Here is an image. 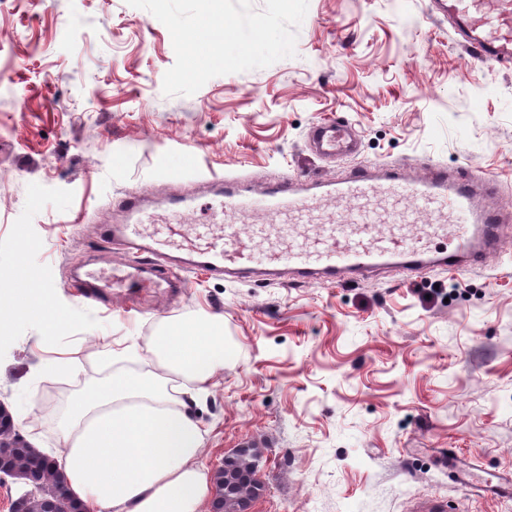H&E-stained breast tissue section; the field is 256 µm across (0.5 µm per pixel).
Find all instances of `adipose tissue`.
<instances>
[{
    "mask_svg": "<svg viewBox=\"0 0 512 512\" xmlns=\"http://www.w3.org/2000/svg\"><path fill=\"white\" fill-rule=\"evenodd\" d=\"M7 308L12 319L42 322L50 336L71 321L39 287L25 304L8 298ZM152 351L200 388L229 359L216 318L165 321ZM181 393L159 376L122 371L72 400L57 470L86 512H207L212 477L201 461L204 438Z\"/></svg>",
    "mask_w": 512,
    "mask_h": 512,
    "instance_id": "obj_1",
    "label": "adipose tissue"
}]
</instances>
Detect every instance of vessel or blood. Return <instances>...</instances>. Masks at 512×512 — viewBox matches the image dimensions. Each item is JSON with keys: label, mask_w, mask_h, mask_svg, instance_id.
<instances>
[{"label": "vessel or blood", "mask_w": 512, "mask_h": 512, "mask_svg": "<svg viewBox=\"0 0 512 512\" xmlns=\"http://www.w3.org/2000/svg\"><path fill=\"white\" fill-rule=\"evenodd\" d=\"M434 8L459 21L460 36L478 61L512 62V0H434ZM310 142L327 158L357 152L350 125L334 119L317 122ZM223 185L209 223L192 225L186 222V200L150 205L142 191H129L121 202L122 223L102 230L131 261L74 274L68 288L99 301L120 288L157 298L185 288L183 271L196 269L237 278L286 271L298 280L331 284L380 267L462 272L483 264L506 236L497 214L479 199L498 193L497 181L461 182L435 163L419 176L366 165L336 182L289 175L260 188L229 177ZM248 218L254 225L246 233L242 224ZM424 219L434 236L447 238L446 249L409 234V225Z\"/></svg>", "instance_id": "obj_1"}]
</instances>
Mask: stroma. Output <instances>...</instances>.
Wrapping results in <instances>:
<instances>
[{
  "label": "stroma",
  "instance_id": "1",
  "mask_svg": "<svg viewBox=\"0 0 512 512\" xmlns=\"http://www.w3.org/2000/svg\"><path fill=\"white\" fill-rule=\"evenodd\" d=\"M168 29L127 0H0V289L13 267L74 318L52 342L36 321L0 339V405L49 455L70 401L113 368L156 369L164 320L220 317L230 360L194 407L202 460L261 449L251 512H512L459 463L512 476V239L464 273L381 269L346 284L189 273L158 300H78L74 266L120 254L98 224L132 187L194 199L207 220L224 176L336 178L359 165L436 162L497 179L512 229V64H472L431 0H309L296 54L167 96ZM348 121L355 156L308 143ZM61 361L76 374L55 372Z\"/></svg>",
  "mask_w": 512,
  "mask_h": 512
}]
</instances>
